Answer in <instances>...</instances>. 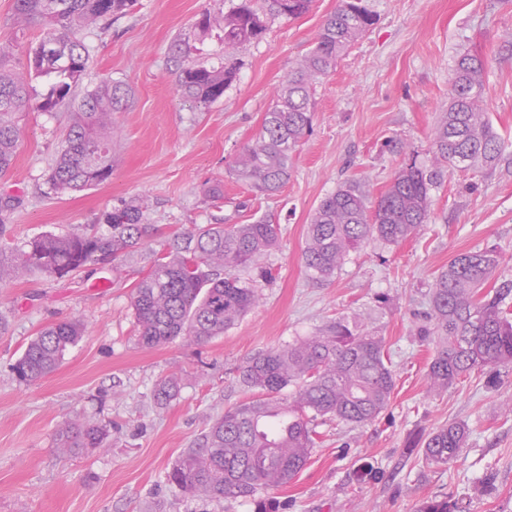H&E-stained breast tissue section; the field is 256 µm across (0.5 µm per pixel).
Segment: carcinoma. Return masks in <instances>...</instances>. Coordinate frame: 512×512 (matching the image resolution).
I'll return each mask as SVG.
<instances>
[{
    "mask_svg": "<svg viewBox=\"0 0 512 512\" xmlns=\"http://www.w3.org/2000/svg\"><path fill=\"white\" fill-rule=\"evenodd\" d=\"M136 0H13L12 26L22 30L34 21L42 30L28 49L27 71L17 67V43L0 40V174L16 157L21 131L16 112L29 95L25 73L50 80L49 92L37 105L41 112L64 106L69 113L66 135L49 173L60 193L79 192L112 176V137L116 114L125 111L132 91L122 81H106L85 90L76 103L66 101L87 72L90 49L76 34L100 20L127 14ZM312 0H240L220 7L196 23V36L174 37L170 52L180 65L178 92L198 107L224 96L236 69L224 62L197 61L196 43L212 33L230 58L242 46L263 37L271 21L297 18ZM364 0H341L325 22L315 47L300 58L276 91L251 144L234 159L236 178L252 190L273 195L288 179L292 153L312 127L311 88L336 68L341 56L374 24ZM486 59L464 54L456 62L448 90V110L433 128L427 161L408 158L374 204L355 184H347L320 201L307 224L302 254L309 280L324 283L342 269L350 254L378 240L396 245L410 238L430 215L431 191L454 168H476L496 160L504 141L483 112ZM143 206L131 202L106 211L109 235L73 231L45 234L14 252L9 271L20 277L36 269L64 277L90 262L125 257L146 230ZM281 228L268 219L251 224H209L177 235L157 255L137 283L131 305L138 343L157 348L183 337L202 341L224 335L260 301L258 281L242 279L239 268L259 263L278 247ZM429 323L417 335L435 343L429 364V388L446 390L475 371L512 367V281L501 279V257L494 249L455 255L430 287ZM77 319L43 328L13 367L18 381L35 383L52 372L66 350L84 333ZM239 382L259 396L224 411L205 435L168 472V483L181 494L202 499L254 497L268 488L290 483L306 466L326 420L365 425L390 404L395 374L384 337L365 325L338 317L309 336L256 353L239 368ZM182 378L159 381L156 400L176 398ZM288 395H283V391ZM59 450L101 448L107 438L102 425L79 419L64 421ZM468 426L452 421L411 444L421 448L426 463L448 466L462 456ZM417 512H463L447 496L421 503Z\"/></svg>",
    "mask_w": 512,
    "mask_h": 512,
    "instance_id": "carcinoma-1",
    "label": "carcinoma"
}]
</instances>
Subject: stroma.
<instances>
[{"mask_svg":"<svg viewBox=\"0 0 512 512\" xmlns=\"http://www.w3.org/2000/svg\"><path fill=\"white\" fill-rule=\"evenodd\" d=\"M366 2L376 21L316 83L312 131L274 196L237 180L231 160L251 143L275 87L314 47L341 0H313L302 17L272 22L262 40L239 49L235 80L205 108L178 93L169 46L221 0H138L124 17L103 20L84 36L93 59L74 94L119 80L134 99L117 118L111 179L82 192L60 193L48 181L67 114L37 111L46 88L30 80L16 159L0 176V196L19 200L0 224V256L47 233L108 234L102 214L131 199L143 204L147 231L119 262L63 278L39 271L0 278V512H257L258 500L181 495L167 473L183 452L201 447L225 409L247 400L237 383L247 358L339 316L384 337L396 374L391 403L368 425H322L295 481L260 500L275 512H416L448 495L467 501L469 512H512V370L494 379L475 372L428 394L434 347L416 334L430 285L453 255L496 249L512 280V0ZM467 51L487 58L483 110L507 143L498 160L475 175L449 170L432 194L428 223L406 241L370 242L331 282L309 281L301 254L313 210L352 182L376 200L409 154L428 155L455 62ZM215 181L224 198L205 201L203 189ZM261 218L279 224L281 241L261 261L272 278L260 285L259 305L222 336L142 348L131 297L153 252L194 224ZM75 318L86 332L57 370L33 385L16 381L11 367L27 342ZM172 373L183 377L181 392L158 406L154 387ZM70 418L107 424L104 447L61 454L58 429ZM452 421L470 430L460 460L426 464L412 440Z\"/></svg>","mask_w":512,"mask_h":512,"instance_id":"obj_1","label":"stroma"}]
</instances>
